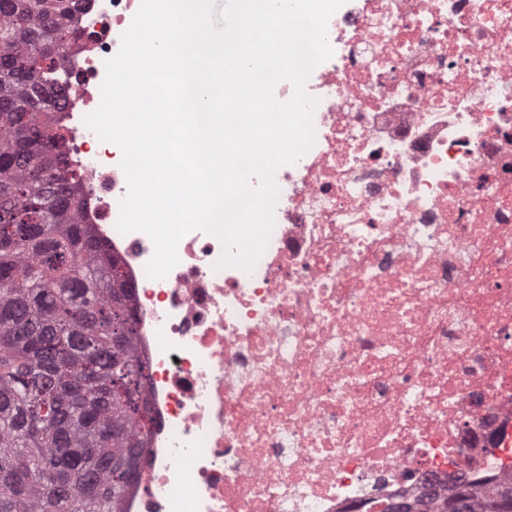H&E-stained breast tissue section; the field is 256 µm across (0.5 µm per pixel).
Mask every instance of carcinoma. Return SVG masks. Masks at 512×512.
<instances>
[{"label": "carcinoma", "mask_w": 512, "mask_h": 512, "mask_svg": "<svg viewBox=\"0 0 512 512\" xmlns=\"http://www.w3.org/2000/svg\"><path fill=\"white\" fill-rule=\"evenodd\" d=\"M82 0H0V512H119L140 474L149 364L119 259L79 221L50 82ZM463 480L431 512H500Z\"/></svg>", "instance_id": "1"}]
</instances>
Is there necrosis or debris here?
<instances>
[{
  "label": "necrosis or debris",
  "instance_id": "obj_1",
  "mask_svg": "<svg viewBox=\"0 0 512 512\" xmlns=\"http://www.w3.org/2000/svg\"><path fill=\"white\" fill-rule=\"evenodd\" d=\"M140 0H84L61 112L84 223L133 282L147 465L121 512H373L512 480V0H346L306 84L252 272L121 234L125 175L83 122Z\"/></svg>",
  "mask_w": 512,
  "mask_h": 512
}]
</instances>
